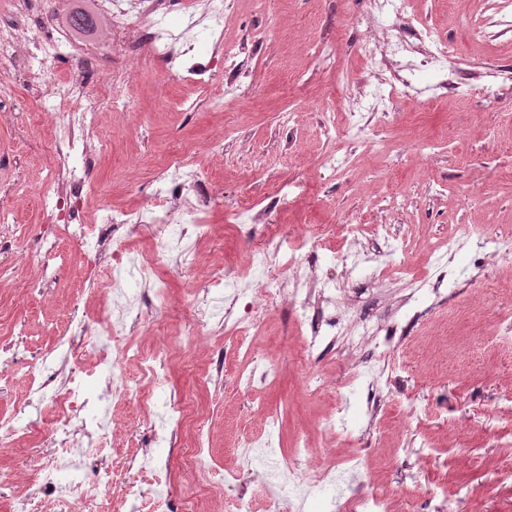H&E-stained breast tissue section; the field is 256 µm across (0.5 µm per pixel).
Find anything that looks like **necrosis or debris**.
Masks as SVG:
<instances>
[{
	"label": "necrosis or debris",
	"instance_id": "necrosis-or-debris-1",
	"mask_svg": "<svg viewBox=\"0 0 512 512\" xmlns=\"http://www.w3.org/2000/svg\"><path fill=\"white\" fill-rule=\"evenodd\" d=\"M410 0H367L366 14L372 18L387 15L407 16L406 27L389 31L385 49H378L370 37H363L360 56L366 67L389 74L388 87L364 99L356 83L345 85V117L359 122L363 112L387 116L399 97L409 95L413 79L401 76L398 59L415 55L423 67L433 66L454 56L456 49L446 37L429 27L420 17H408ZM100 11L109 24L110 38L94 45L77 43L56 32L53 25L35 14V0H12L7 18L0 20V65L17 53H24L36 82H47L48 93L41 107V117L50 120L53 132V157L47 179L50 188L40 194L39 204L53 222L44 230L34 262L35 272L25 283L28 293L35 294L53 280L62 261L61 241L78 244L92 257L107 261L112 268L110 298L98 313L73 308L69 334L60 338L57 348L69 356L74 348L94 353V370L84 369L71 361L65 379L53 384L49 375L50 360L38 359L33 364L31 383L39 404L44 405L52 420L47 428L53 450L36 462V484L19 486L14 512H29L33 493L47 496L54 512H96L100 489L115 482V474L100 468L96 482L84 485L79 479L86 459L97 455L108 440L111 399L120 397L135 402L139 408L154 413L159 422L153 433L154 442L176 441V431L190 422L193 409L182 398L170 399L162 408L154 403L140 385L118 378L117 372L129 363L138 364L151 380H160L168 365V355L159 352L144 356L140 348L129 343L134 323L144 309L142 285L150 284L152 268L138 263L130 254L123 229L148 226L154 228L157 245L178 268L190 267L195 257L192 242L207 238L211 226L207 207L213 188L204 173L186 155H173L163 161L151 184L149 204L134 209H102L93 224L80 218V200L88 187L87 168L101 142L99 110L111 104L113 111L126 112L131 100L122 94L123 86L133 81L127 69L130 52L142 50L148 61L165 64L163 76L174 79L173 63L181 57L190 59L199 37L214 38L209 63L192 62L189 74L228 76L224 89L229 101L238 100L247 85L249 73L237 61L233 49L217 41L224 31L228 11L227 0H98ZM177 13L178 22H168L170 13ZM112 57L111 96H92L85 103L71 105L72 96L80 89L78 74L64 79L53 76L57 63L79 58L82 70L97 66L101 54ZM345 234L359 238L372 234L379 247L350 255H322L314 242L322 234L321 226L296 237V252L283 258L276 236H269L250 256V264L261 274L260 292L264 305L250 300V284L240 282L232 268L213 275L206 283L191 290V306L197 326L222 325L231 338L230 345L247 358L238 370L235 383L246 391L258 384L276 381L278 366L266 362L256 350L248 334L261 328L267 307L289 298L296 313L302 356L312 360L326 351L341 346L349 348L364 340L376 343L378 360L366 365L354 377L337 386L347 392L359 381H367L374 402L384 401L389 393L394 371L389 351L398 334L396 324L372 322L367 316L341 310L343 289L324 287L311 272L326 264L366 266L373 277L404 279L407 267L399 257L397 236L390 225H344ZM470 243L479 255L512 253V233L491 229L481 224L457 225L448 239L449 251ZM264 434L260 438H244L237 445L244 471L261 470L270 492V512H308L321 506L323 512H393L386 494L371 489L372 471L364 456L356 454L343 461L319 460L318 448L308 437H299L292 453L279 447L280 419L276 412L263 410ZM191 423V422H190ZM194 425V424H193ZM86 436V446H79L78 436ZM210 445L202 424L194 425L193 446L188 466L197 470L208 467L209 481L201 494L191 500L174 503L169 495L171 471L166 464L143 452L137 475L150 488L147 503L150 512H209L208 503L217 489H236L243 481L244 471L227 472L209 466ZM335 488V497L321 500L323 487Z\"/></svg>",
	"mask_w": 512,
	"mask_h": 512
}]
</instances>
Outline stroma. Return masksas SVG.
I'll return each instance as SVG.
<instances>
[{
	"label": "stroma",
	"instance_id": "35a3bbf8",
	"mask_svg": "<svg viewBox=\"0 0 512 512\" xmlns=\"http://www.w3.org/2000/svg\"><path fill=\"white\" fill-rule=\"evenodd\" d=\"M362 0H276L271 14L254 0H235L224 28V43L241 46L240 58L250 72V87L236 109L217 106L223 87L211 82L200 88L180 81L155 82L144 61L132 93L135 109L124 115L104 110L99 123L106 133L81 218L92 223L105 207L135 208L146 200L147 186L164 158L191 152L197 168L213 180L209 205L212 234L197 246V262L189 272L175 273L156 250L150 229L130 234L132 254L151 263L165 282V302L144 313L135 341L143 354L166 350V377L143 379L137 364L123 366L129 382L140 384L156 404L180 395L205 421L217 462L229 471L240 466L235 448L246 435L261 434L257 411L264 405L281 417V449L290 452L295 440L317 434L319 415L342 411L346 429L367 433L368 443L351 441L334 447L342 456L365 450L381 457L374 470L375 487L388 494L396 512H438L449 501L456 512H512V481L493 484L497 470L512 468V338L496 333L512 306V257L477 260L464 245L448 259V303L423 319L406 322L400 308L406 281L382 282L367 269H331L329 276L350 295H363L359 308L373 319L405 324V334L390 362L398 383L392 402L376 425L366 416L367 392L360 389L340 399L328 393L317 403L301 394L308 370L341 379L351 357L343 350L301 365L299 339L287 302L268 312L265 331L257 334L258 351L281 369L274 383L243 392L234 383L243 355L225 349L220 334L195 332L189 290L212 267H236L246 281L259 274L249 264L251 249L269 229L280 232L283 247L309 224L325 225L321 250L349 247L339 222L360 216L374 224L398 227L415 277L437 274V245L447 241L459 224H496L512 228V32L477 40L463 17L470 0H412L414 11L456 45L457 55L435 70L417 71L418 94L399 99L394 113L379 120L365 116L360 127L335 143L321 134L320 102L342 108L333 80L345 71L359 81L367 75L359 56L358 30L349 25L359 16ZM45 15L60 31L69 16L82 10L96 19L85 33L91 41L106 35L96 0H44ZM276 24V35L255 40V30ZM500 75L499 93L490 99L458 98L457 84L477 85L486 68ZM29 74L16 66L0 71V101L14 112L0 123V204L11 207L16 223L30 227L23 248L34 252L48 217L36 197L47 190L44 180L52 137L50 122L32 124L40 106L27 92ZM222 140V150L211 149ZM347 158L336 176L320 167L328 151ZM299 187L289 206L273 208L277 184ZM386 195L405 197L404 205L387 207ZM250 197L259 207H272L271 224L241 223L230 212L236 200ZM58 274L41 294L27 293L22 283L31 269L20 265L15 279L0 283V343L10 341L15 323L28 326L26 358L15 363L8 384L0 385V419L24 409L30 419L40 414L29 401L31 359L55 351L59 333L74 298L90 310L107 300L106 270L92 272L81 248L63 243ZM224 371L219 383H199L196 372L215 361ZM113 447L88 459L86 480L103 466H121L142 448L168 461L174 501L193 497L207 472L187 473L190 431L182 429L175 446L149 447L154 419L135 404L116 403L112 412ZM51 449L40 431L27 441L0 446V512H11L15 488L29 477L36 461ZM422 492H414V483Z\"/></svg>",
	"mask_w": 512,
	"mask_h": 512
}]
</instances>
